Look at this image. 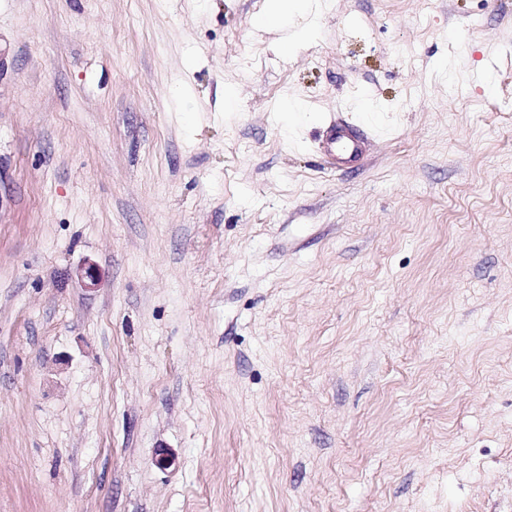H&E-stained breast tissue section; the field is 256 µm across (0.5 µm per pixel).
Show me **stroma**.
<instances>
[{
	"label": "stroma",
	"mask_w": 512,
	"mask_h": 512,
	"mask_svg": "<svg viewBox=\"0 0 512 512\" xmlns=\"http://www.w3.org/2000/svg\"><path fill=\"white\" fill-rule=\"evenodd\" d=\"M266 4L0 0V512H512V0ZM368 140V135L361 130L346 122H336L327 128L323 148L330 165L341 169L363 161Z\"/></svg>",
	"instance_id": "stroma-1"
}]
</instances>
